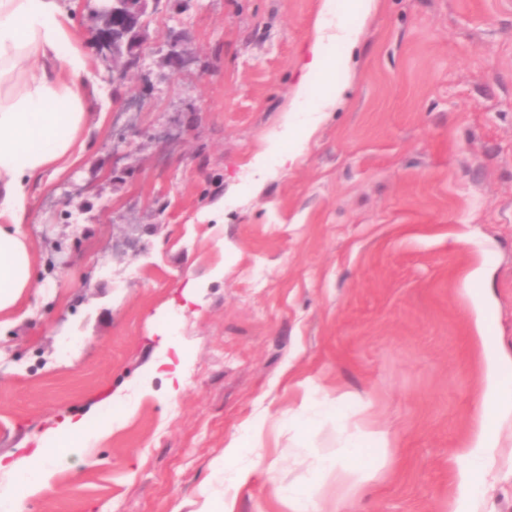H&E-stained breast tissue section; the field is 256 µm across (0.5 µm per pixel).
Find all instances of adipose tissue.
<instances>
[{"label": "adipose tissue", "instance_id": "obj_1", "mask_svg": "<svg viewBox=\"0 0 512 512\" xmlns=\"http://www.w3.org/2000/svg\"><path fill=\"white\" fill-rule=\"evenodd\" d=\"M333 9L332 0H324L292 104L270 133V143L294 139L301 127L313 131L323 120L325 107L308 103L311 75H321L337 96L345 94L347 85L337 80L336 70L350 68L351 61L336 60L329 47L336 42L355 47L363 30L341 20L329 24ZM94 81L84 47L60 0H0V326L9 323L38 276L35 248L21 231L31 187L46 175L65 174L84 159L83 132L94 108ZM322 413L347 439L336 452L313 453L311 478L288 492L289 512H319L323 476H335L337 482L355 488L372 481L373 468L359 466L358 460L365 448L388 441L381 430L349 432L354 418L342 410L326 407ZM477 418L476 442L458 455L463 493L453 512H478L492 453L503 431L512 430L511 379L499 381L496 392L483 399ZM112 427L109 421L94 425L89 414L58 419L36 447L21 449L9 462L0 461V472L8 477L0 487V506L5 512H24L29 498L52 488L57 464L82 455ZM261 442V427L252 426L225 446L217 471L230 488L248 483Z\"/></svg>", "mask_w": 512, "mask_h": 512}]
</instances>
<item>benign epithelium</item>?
<instances>
[{"instance_id": "benign-epithelium-1", "label": "benign epithelium", "mask_w": 512, "mask_h": 512, "mask_svg": "<svg viewBox=\"0 0 512 512\" xmlns=\"http://www.w3.org/2000/svg\"><path fill=\"white\" fill-rule=\"evenodd\" d=\"M98 24L100 49L112 52V80H122L127 71L144 60L143 30L150 5L158 0H84Z\"/></svg>"}]
</instances>
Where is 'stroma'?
<instances>
[{
  "label": "stroma",
  "instance_id": "1",
  "mask_svg": "<svg viewBox=\"0 0 512 512\" xmlns=\"http://www.w3.org/2000/svg\"><path fill=\"white\" fill-rule=\"evenodd\" d=\"M61 3L107 108L84 161L32 191L41 277L0 328V456L115 392L126 420L25 512H198L259 422L236 512H288L312 450L343 440L330 419L308 442L289 426L306 380L389 433L361 458H381L374 479L341 500L326 482L322 512H450L476 405L512 375V0H382L355 49L332 45L354 57L346 100L288 170L268 135L322 0H161L119 84L83 0ZM165 336L188 354L173 400ZM492 469L481 510L512 512V450ZM262 431L260 426H251L245 434L233 437L225 446L224 458L218 463L216 471L224 474L229 488L238 490L248 483L252 469L261 458L256 450L262 448Z\"/></svg>",
  "mask_w": 512,
  "mask_h": 512
}]
</instances>
